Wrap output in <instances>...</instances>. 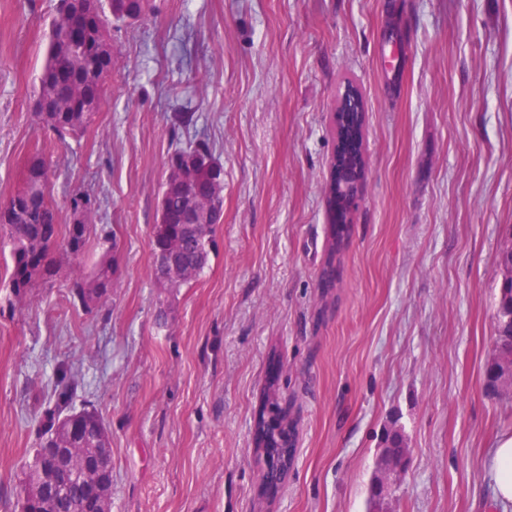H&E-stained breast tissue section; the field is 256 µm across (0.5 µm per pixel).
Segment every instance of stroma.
<instances>
[{"instance_id": "1", "label": "stroma", "mask_w": 512, "mask_h": 512, "mask_svg": "<svg viewBox=\"0 0 512 512\" xmlns=\"http://www.w3.org/2000/svg\"><path fill=\"white\" fill-rule=\"evenodd\" d=\"M149 0L113 24L107 97L45 155L61 223L96 201L81 263L22 300L0 290V512H15L43 407L68 364L112 448V512H368L385 428L411 463L385 512H512L488 460L512 393L486 391L501 248L512 239V0ZM55 0H0V201L49 132L33 90ZM362 95L366 177L334 287L321 272L332 114ZM181 112L193 127L176 123ZM224 168L218 252L191 284L153 272L165 161L196 139ZM116 236L112 292L68 285ZM277 380L294 457L262 491L255 415Z\"/></svg>"}]
</instances>
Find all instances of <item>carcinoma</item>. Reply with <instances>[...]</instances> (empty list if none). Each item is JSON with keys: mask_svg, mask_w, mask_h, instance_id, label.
Instances as JSON below:
<instances>
[{"mask_svg": "<svg viewBox=\"0 0 512 512\" xmlns=\"http://www.w3.org/2000/svg\"><path fill=\"white\" fill-rule=\"evenodd\" d=\"M148 0H102L92 21L76 27L73 15L79 11V0H57L55 16L45 49V64L36 89V101L53 108L39 113L42 123L58 139L82 131L102 104L100 80L112 73V44L108 29L114 22L136 20L146 15ZM382 43L401 48L404 32L399 20L391 16L382 30ZM166 179L163 183L161 217L154 225L153 252H167L176 259L179 270L164 279L170 288H179L195 280L215 253L214 224L224 207V169L203 141H194L168 156ZM48 165L36 154L24 172L23 187L0 205V247L9 250L11 266L7 287L21 298L38 283H49L57 275L55 250L63 241L67 256L81 259L93 230L94 211L90 195L78 192L70 200V222L59 224V212L48 194ZM208 198L212 215L206 224H185L183 216L198 209L199 199ZM348 230H330L329 257L322 271L323 281L334 282L336 254L341 250ZM109 248L94 269L76 276L70 287L73 298L89 308L103 302L112 288L114 256ZM512 308V288L500 289L497 327L502 340H512V324L505 322L504 313ZM74 380L68 367L57 370V385L47 408L42 412L39 447L63 448V465L74 460L99 454L105 445L108 429L97 410L77 408L74 404ZM278 419V428L285 440L272 438L271 451L264 461V483L275 487L284 481L287 466L283 455L293 456L289 448L292 432L288 415L279 402L277 383L272 381L264 392L260 421L266 417ZM405 436L396 434L381 448V462L402 452ZM84 487L70 483L65 490L42 505L44 512H83Z\"/></svg>", "mask_w": 512, "mask_h": 512, "instance_id": "1", "label": "carcinoma"}]
</instances>
